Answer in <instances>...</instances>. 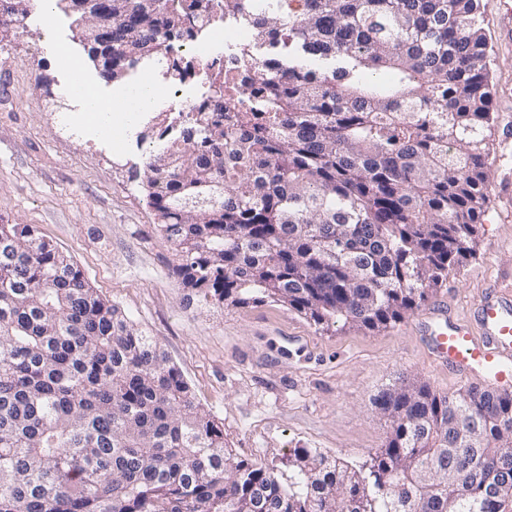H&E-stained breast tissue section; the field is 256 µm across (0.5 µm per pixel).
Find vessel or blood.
<instances>
[{
	"label": "vessel or blood",
	"instance_id": "obj_1",
	"mask_svg": "<svg viewBox=\"0 0 512 512\" xmlns=\"http://www.w3.org/2000/svg\"><path fill=\"white\" fill-rule=\"evenodd\" d=\"M427 345L434 362L498 394L512 389V290L496 287L469 318L451 320L439 308L426 312Z\"/></svg>",
	"mask_w": 512,
	"mask_h": 512
}]
</instances>
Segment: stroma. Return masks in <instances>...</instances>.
<instances>
[{
    "mask_svg": "<svg viewBox=\"0 0 512 512\" xmlns=\"http://www.w3.org/2000/svg\"><path fill=\"white\" fill-rule=\"evenodd\" d=\"M490 56L494 130L489 144L487 216L477 255L434 293L468 314L491 285L512 283V41L500 37V0H478ZM68 47L86 77L121 103L124 83L102 79L73 16L28 14L0 30V221L32 224L69 254L103 298L153 336L238 457L287 474L297 448H318L352 466L383 447L389 423L374 399L391 384L419 378L438 394L469 380L437 367L413 329V315L381 332H326L276 302L216 308L189 299L173 273L139 174V136L149 120L117 121L111 138L82 132L81 101L57 58Z\"/></svg>",
    "mask_w": 512,
    "mask_h": 512,
    "instance_id": "1",
    "label": "stroma"
}]
</instances>
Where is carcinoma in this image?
<instances>
[{"mask_svg": "<svg viewBox=\"0 0 512 512\" xmlns=\"http://www.w3.org/2000/svg\"><path fill=\"white\" fill-rule=\"evenodd\" d=\"M124 79L178 53L212 0H104ZM252 29L215 98L154 117L142 188L182 285L380 332L475 253L490 58L476 0H219ZM266 72L259 87L242 84ZM384 447L235 457L158 342L30 224H0V512H512V392H380Z\"/></svg>", "mask_w": 512, "mask_h": 512, "instance_id": "cac0c4a2", "label": "carcinoma"}]
</instances>
